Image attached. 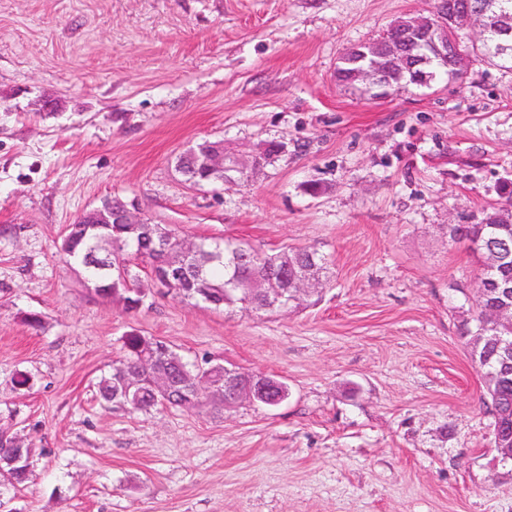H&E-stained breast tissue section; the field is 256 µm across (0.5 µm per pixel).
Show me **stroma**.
Wrapping results in <instances>:
<instances>
[{
    "label": "stroma",
    "instance_id": "35a3bbf8",
    "mask_svg": "<svg viewBox=\"0 0 512 512\" xmlns=\"http://www.w3.org/2000/svg\"><path fill=\"white\" fill-rule=\"evenodd\" d=\"M433 6L0 0V427L34 455L10 512H512L469 346L482 265L448 237L512 180V69L469 52L461 80L384 100L335 77ZM203 139L246 165L236 184L178 176ZM106 197L183 238L317 250L330 277L317 305L269 313L174 297L145 269L147 303L125 312L59 249ZM132 329L288 397L103 407L93 385Z\"/></svg>",
    "mask_w": 512,
    "mask_h": 512
}]
</instances>
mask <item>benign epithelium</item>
<instances>
[{"mask_svg": "<svg viewBox=\"0 0 512 512\" xmlns=\"http://www.w3.org/2000/svg\"><path fill=\"white\" fill-rule=\"evenodd\" d=\"M468 21H478L482 34H491L493 55L501 59L512 58V14L498 9L496 0H478L467 12ZM457 14L446 10L436 14L434 19L413 18L408 24L395 31L384 42L363 45L355 61L354 74L364 83L370 97L382 99L398 84L425 87L431 84L435 74L429 70L431 63L451 76L463 73L466 54L460 46ZM181 161L203 174L205 182L224 181V143L205 141L181 156ZM97 224H130L141 231V238L152 240L161 236L157 226L132 212L123 202L106 198L91 210ZM197 244L182 239L173 249L160 247L166 261L163 264L150 263L152 273L161 288H170L177 280L184 259L193 253ZM483 266L498 267L502 263L503 251L493 239L481 245ZM117 245L112 235H98L90 244V251L84 256V264L95 261L112 270V254ZM324 280L321 272L314 267L285 281L282 288H264L262 309L275 311L298 304L321 293ZM484 318L496 325H512V303L490 307ZM288 397V386L274 376L252 373L241 376L235 368H224V405L234 403H261L275 407Z\"/></svg>", "mask_w": 512, "mask_h": 512, "instance_id": "benign-epithelium-1", "label": "benign epithelium"}]
</instances>
